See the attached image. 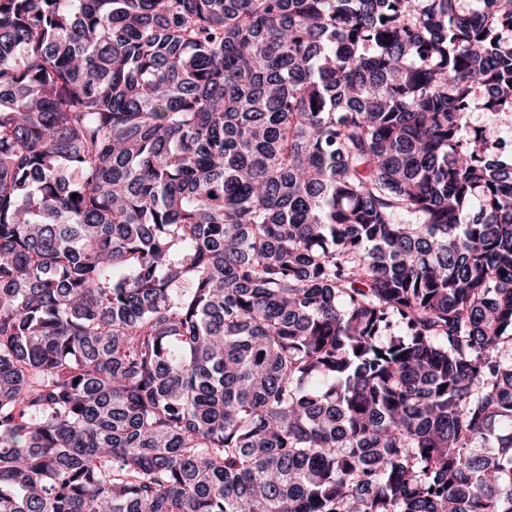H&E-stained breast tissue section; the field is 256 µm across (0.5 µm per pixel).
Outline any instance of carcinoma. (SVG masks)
<instances>
[{"instance_id": "obj_1", "label": "carcinoma", "mask_w": 512, "mask_h": 512, "mask_svg": "<svg viewBox=\"0 0 512 512\" xmlns=\"http://www.w3.org/2000/svg\"><path fill=\"white\" fill-rule=\"evenodd\" d=\"M475 108L512 0H0V512H512Z\"/></svg>"}]
</instances>
